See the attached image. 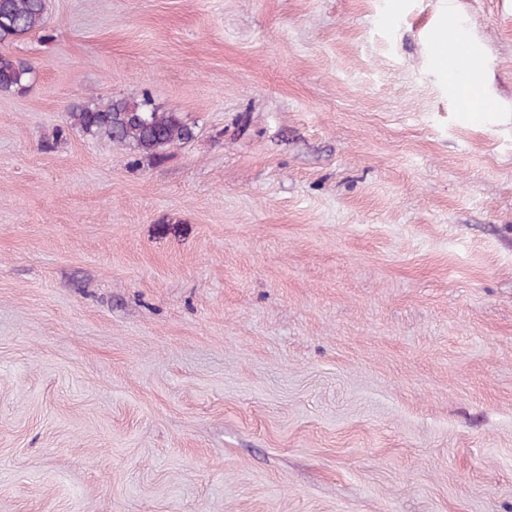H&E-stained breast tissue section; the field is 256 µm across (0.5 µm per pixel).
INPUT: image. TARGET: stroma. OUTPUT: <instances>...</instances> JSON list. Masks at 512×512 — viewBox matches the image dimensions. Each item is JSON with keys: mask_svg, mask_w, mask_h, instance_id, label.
<instances>
[{"mask_svg": "<svg viewBox=\"0 0 512 512\" xmlns=\"http://www.w3.org/2000/svg\"><path fill=\"white\" fill-rule=\"evenodd\" d=\"M47 9L0 94V512H512V0ZM145 94L194 139L65 127ZM452 37V34L448 31V34L442 32L439 29H435L431 32L429 37L430 48L435 58L439 60H445L446 65L449 69L452 70H461L464 69L467 61L465 58H457V59H448L446 57L447 41ZM34 69L24 60L0 55V93H19L33 79Z\"/></svg>", "mask_w": 512, "mask_h": 512, "instance_id": "35a3bbf8", "label": "stroma"}]
</instances>
